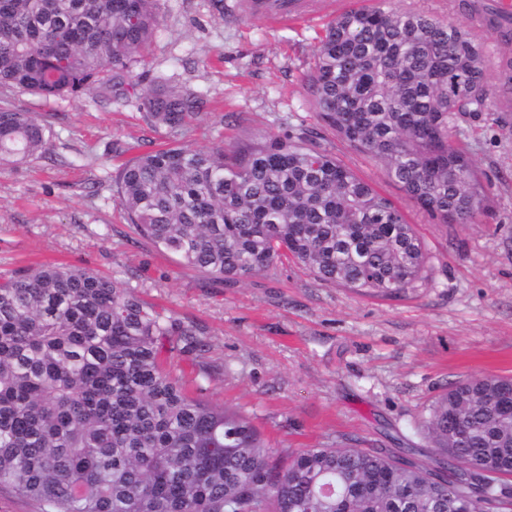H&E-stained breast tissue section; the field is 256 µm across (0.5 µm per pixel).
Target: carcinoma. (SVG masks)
Segmentation results:
<instances>
[{"label": "carcinoma", "instance_id": "cac0c4a2", "mask_svg": "<svg viewBox=\"0 0 512 512\" xmlns=\"http://www.w3.org/2000/svg\"><path fill=\"white\" fill-rule=\"evenodd\" d=\"M157 0H0V86L44 98L96 88L135 101L169 136L202 94L140 88ZM455 22L409 8L330 20L307 76L319 120L385 163L408 201L473 224L489 196L457 120L505 97L512 56L486 58L468 4ZM495 69L499 83L488 84ZM54 133L0 107V164L46 153ZM114 191L137 234L227 285L292 258L318 280L384 298L426 284L427 253L404 211L303 137L232 154L167 144L128 160ZM206 343L123 280L47 265L0 276V487L44 512H512V377L473 376L432 404L407 460L350 446L274 459L238 408L186 391L166 358Z\"/></svg>", "mask_w": 512, "mask_h": 512}]
</instances>
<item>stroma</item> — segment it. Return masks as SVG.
<instances>
[{
  "label": "stroma",
  "instance_id": "obj_1",
  "mask_svg": "<svg viewBox=\"0 0 512 512\" xmlns=\"http://www.w3.org/2000/svg\"><path fill=\"white\" fill-rule=\"evenodd\" d=\"M159 0L143 88L170 80L205 95L176 141L240 148L304 137L402 207L428 253V281L383 299L318 281L288 262L234 286L179 263L127 223L110 181L166 143L135 103L96 89L46 99L0 88V106L51 126L50 150L0 166V274L64 264L115 276L203 333L206 350L169 364L188 392L245 413L271 448L396 449L449 384L512 376V112L461 118L458 142L492 197L474 224L440 223L408 203L387 168L324 127L306 78L338 0L273 24L242 0ZM209 377L196 386L199 369Z\"/></svg>",
  "mask_w": 512,
  "mask_h": 512
}]
</instances>
